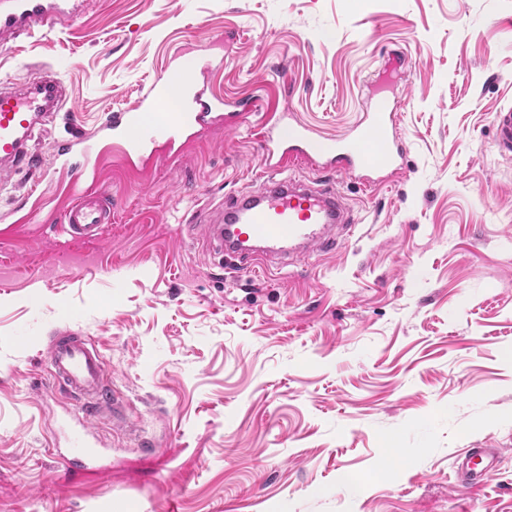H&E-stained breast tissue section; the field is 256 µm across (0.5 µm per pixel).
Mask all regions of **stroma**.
I'll return each mask as SVG.
<instances>
[{
	"mask_svg": "<svg viewBox=\"0 0 512 512\" xmlns=\"http://www.w3.org/2000/svg\"><path fill=\"white\" fill-rule=\"evenodd\" d=\"M256 101L133 179L113 157L104 238L0 193V512H512V0H85L69 26L0 44V80L53 69L66 120L129 108L189 62ZM397 94L405 168L338 187L358 221L333 257L228 272L200 227L259 186L277 110L345 130ZM99 345L120 410L108 467L67 472L70 402L45 353ZM500 448L485 481L455 461ZM495 146L501 154H512V109L495 112L493 115Z\"/></svg>",
	"mask_w": 512,
	"mask_h": 512,
	"instance_id": "1",
	"label": "stroma"
}]
</instances>
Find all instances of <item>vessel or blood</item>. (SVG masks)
<instances>
[{
    "mask_svg": "<svg viewBox=\"0 0 512 512\" xmlns=\"http://www.w3.org/2000/svg\"><path fill=\"white\" fill-rule=\"evenodd\" d=\"M77 15L76 0H0V41L34 35ZM165 82L185 94L175 111H162L167 95L153 86L132 107L108 114L91 130L53 135L52 162L69 178L59 227L70 238L101 239L112 222L111 195L86 185L88 178L99 177L112 150L128 160L173 158L185 144L223 126V97L199 85L192 67L170 70ZM66 102L65 85L46 70L0 83V175L28 174L38 167L31 142L51 133ZM396 117L389 99L382 98L346 133L324 136L286 113H268L259 134L266 178L256 189L225 198L222 223L207 227L226 263L249 271L336 252L353 218L335 178L343 175L371 187L402 168L407 149L396 131ZM493 126L497 151L511 155L512 109L494 113ZM295 161L310 165L319 181L280 178V170ZM46 360L56 386L80 407L75 445L89 455L94 422L119 407L100 348L77 333L61 331ZM488 458L484 448L460 455L459 481L471 487L482 483L490 469Z\"/></svg>",
    "mask_w": 512,
    "mask_h": 512,
    "instance_id": "obj_1",
    "label": "vessel or blood"
}]
</instances>
